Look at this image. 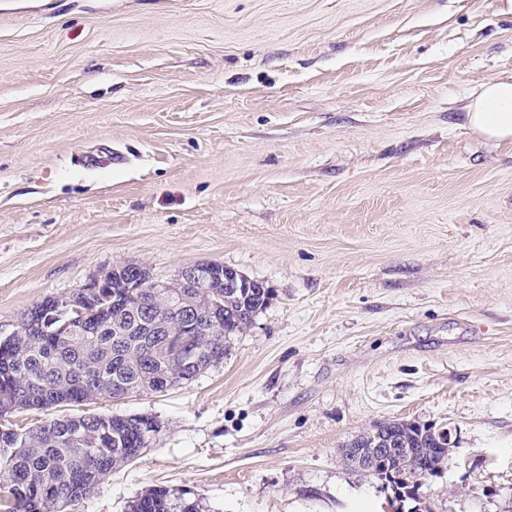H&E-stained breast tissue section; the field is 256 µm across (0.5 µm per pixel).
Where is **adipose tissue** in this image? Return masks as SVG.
I'll return each mask as SVG.
<instances>
[{"instance_id":"ef3b65f1","label":"adipose tissue","mask_w":512,"mask_h":512,"mask_svg":"<svg viewBox=\"0 0 512 512\" xmlns=\"http://www.w3.org/2000/svg\"><path fill=\"white\" fill-rule=\"evenodd\" d=\"M466 119L470 129L487 139H512V79L483 83L472 95Z\"/></svg>"}]
</instances>
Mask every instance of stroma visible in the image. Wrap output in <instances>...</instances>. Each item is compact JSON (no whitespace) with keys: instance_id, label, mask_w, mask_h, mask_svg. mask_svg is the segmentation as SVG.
Instances as JSON below:
<instances>
[{"instance_id":"obj_1","label":"stroma","mask_w":512,"mask_h":512,"mask_svg":"<svg viewBox=\"0 0 512 512\" xmlns=\"http://www.w3.org/2000/svg\"><path fill=\"white\" fill-rule=\"evenodd\" d=\"M502 78L512 0H0V338L115 264L272 292L192 381L54 409L161 424L65 512H385L341 452L385 419L455 430L435 512H503L512 140L464 120ZM167 488L159 487L148 491L134 500L131 512H200L199 505Z\"/></svg>"}]
</instances>
